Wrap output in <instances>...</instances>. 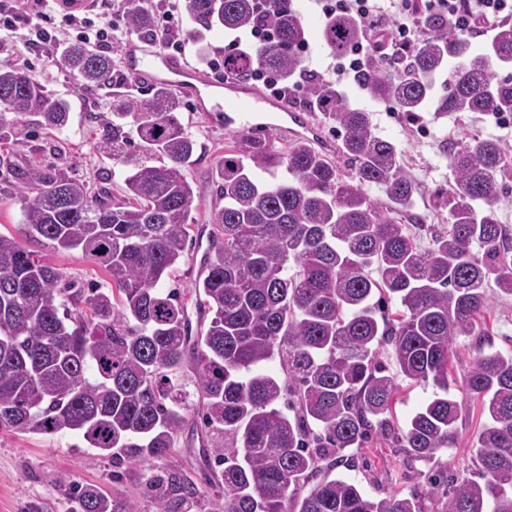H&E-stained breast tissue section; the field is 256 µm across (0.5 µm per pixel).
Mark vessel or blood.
I'll list each match as a JSON object with an SVG mask.
<instances>
[{
	"label": "vessel or blood",
	"instance_id": "b4317fda",
	"mask_svg": "<svg viewBox=\"0 0 512 512\" xmlns=\"http://www.w3.org/2000/svg\"><path fill=\"white\" fill-rule=\"evenodd\" d=\"M124 64L130 73L144 83H166L178 93L193 99L197 109H204L203 94L212 88L213 83L188 64L163 51H152L133 43L124 50ZM225 88L228 92L224 99L225 127L243 125L259 118L265 126L296 137L304 136L311 129L304 113L289 110L275 97L261 93L247 83L232 80L226 82Z\"/></svg>",
	"mask_w": 512,
	"mask_h": 512
}]
</instances>
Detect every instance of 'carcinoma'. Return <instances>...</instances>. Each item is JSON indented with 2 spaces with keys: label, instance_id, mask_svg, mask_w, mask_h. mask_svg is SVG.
Masks as SVG:
<instances>
[{
  "label": "carcinoma",
  "instance_id": "1",
  "mask_svg": "<svg viewBox=\"0 0 512 512\" xmlns=\"http://www.w3.org/2000/svg\"><path fill=\"white\" fill-rule=\"evenodd\" d=\"M181 9L194 24L188 36L200 41L215 27L272 25L275 41L242 47L224 57V69L305 79L309 101L341 130L353 175L340 177L306 140L278 150L251 138L247 166L224 157L213 177L209 247L193 282L207 327L194 333L180 289L159 287L197 244L186 172L198 145L168 85L113 107L114 120L103 125L100 148L131 167L120 198L57 164L19 166L0 154V167L26 189L24 236L81 250L112 282L105 290L70 281L0 234V430L76 431L114 462L145 463L171 456L191 410L221 512H423L415 492L376 499L332 471L348 462V449L391 433L386 414L400 377L445 391L396 433L408 455L428 462L455 445L459 404L446 394L452 346L460 336L486 335L477 322L490 284L512 294V235L496 211L512 156L492 138L450 145L448 229L422 252L365 190L381 188L400 213L411 208L416 183L394 143L373 132L370 113L304 70L295 50L308 33L289 0H181ZM127 16L141 39L159 40L150 9L128 0ZM418 23L429 38L410 49L411 77L395 83L383 66L361 71L357 83L370 97L411 114L512 112V73L499 76L512 68V24L497 26L476 53L443 16L422 13ZM364 37L361 22L345 14L321 30L335 56ZM62 57L84 86H112L110 55L70 46ZM8 114L51 130L70 118L67 103L30 72L6 67L0 144L9 140ZM134 136L164 162L123 153ZM383 343L392 346L393 374L378 360ZM275 358L284 381L262 370ZM464 385L487 414L475 443L484 483L451 482L443 512H512V353L476 347ZM317 473L322 478L307 486ZM198 493L181 468L149 482L154 512H182ZM74 499L77 512H137L96 485L76 488Z\"/></svg>",
  "mask_w": 512,
  "mask_h": 512
}]
</instances>
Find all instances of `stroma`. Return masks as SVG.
Segmentation results:
<instances>
[{
  "mask_svg": "<svg viewBox=\"0 0 512 512\" xmlns=\"http://www.w3.org/2000/svg\"><path fill=\"white\" fill-rule=\"evenodd\" d=\"M115 9L114 31L110 55L115 61L114 72L120 81L113 89L92 90L81 80L60 68L56 60L62 52L61 44L32 45L24 39L35 16L20 20L19 28L0 38V66L12 65L15 57L29 59L32 72L54 97L65 100L70 109V121L65 130H45L30 125L28 117L13 116L12 159L23 164L31 160L33 149H40L42 158L72 171L77 177L97 184L107 183L113 196H120L124 187L125 168L112 160L100 148L99 125L110 118L115 98L129 102L146 99L148 88L128 76L123 63L127 43L137 36L122 16L124 0H112ZM179 0H148L147 6L155 16L174 10L172 32L185 46L183 59L202 74H209V62L223 60L224 47L232 41V34L215 29L208 39L207 49L189 39L190 21L178 13ZM309 32L308 41L315 49L310 63L322 78L334 80L336 59L320 40L323 23L311 0H295ZM350 102L369 112L374 133L394 142L405 171L418 185L413 209L401 222L414 235L420 248H428L431 237L448 226V210L441 203L442 194L454 183L448 161V142H459L474 136L493 138L512 152V125L500 127L486 116L473 112L434 116L430 112L408 114L391 111L389 104L375 101L360 91L355 84L342 86ZM288 107L307 111L317 129V145L326 152L341 174L352 172L350 161L340 150V133L324 113L310 109L305 94L286 91ZM189 134L199 145V156L187 176L196 193V209L191 215L195 224L208 227L210 209L215 203L211 173L225 155L241 154L243 141L253 135L271 141L276 148L293 143V136L259 127L253 131L230 130L214 113L201 112L194 102H187L180 114ZM25 247L46 263L58 268L70 280L109 286L106 271L86 258L81 250L57 251L47 243L25 240ZM488 307L480 320L487 335L485 345L503 352L512 351V296L490 289ZM473 357L469 339L462 338L453 347L449 365V394L461 406L459 433L454 447L440 451L430 462L417 461L400 448L393 437L378 436L354 449V459L338 467L337 473L352 481L371 497L382 498L401 491H417L422 497L424 512H441L445 502L444 487L431 485V471L446 470L449 477L477 478L478 466L472 455L476 437L487 420L482 402L464 386L463 378ZM436 391L433 383L401 381L400 390L392 407L391 421L395 427H405L407 421L423 407ZM199 443L191 429H184L178 437L171 456L155 459L148 464H124L120 483L112 481V458L88 447L83 438L71 431L56 434L0 432V512H73L72 486L93 484L105 491L133 501L138 512H153V504L146 494L150 479L166 476L179 465L191 474L201 467Z\"/></svg>",
  "mask_w": 512,
  "mask_h": 512,
  "instance_id": "1",
  "label": "stroma"
}]
</instances>
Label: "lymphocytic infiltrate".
<instances>
[{
	"label": "lymphocytic infiltrate",
	"instance_id": "f902f5d3",
	"mask_svg": "<svg viewBox=\"0 0 512 512\" xmlns=\"http://www.w3.org/2000/svg\"><path fill=\"white\" fill-rule=\"evenodd\" d=\"M323 16L349 14L375 34L362 40L336 59V75L356 78L370 61L401 65L404 51L422 42L417 26L419 12L443 15L450 29L470 32L477 24L494 29L501 21H512V0H314ZM38 39L46 42L79 41L99 48L112 43V0H90L87 8L73 12L56 7L42 14L35 28Z\"/></svg>",
	"mask_w": 512,
	"mask_h": 512
}]
</instances>
